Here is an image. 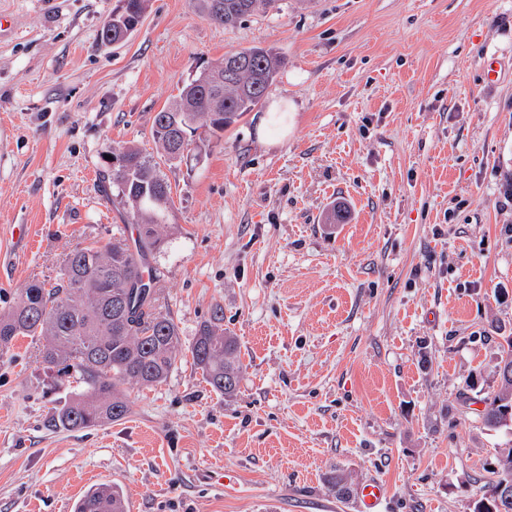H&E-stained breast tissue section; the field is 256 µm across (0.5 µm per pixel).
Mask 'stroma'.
<instances>
[{
	"instance_id": "35a3bbf8",
	"label": "stroma",
	"mask_w": 512,
	"mask_h": 512,
	"mask_svg": "<svg viewBox=\"0 0 512 512\" xmlns=\"http://www.w3.org/2000/svg\"><path fill=\"white\" fill-rule=\"evenodd\" d=\"M117 5L0 0V311L124 231L114 147L155 152L184 83L271 46L287 138L259 137L261 106L164 166L153 261L183 345L223 307L241 377L222 396L185 357L127 386L122 421L51 431L66 391L18 339L0 358V512H73L101 483L133 512H355L325 482L339 469L387 484L380 512H472L505 440L477 414L512 336V0H278L227 27L200 0H147L112 45ZM334 202L345 217L324 223Z\"/></svg>"
}]
</instances>
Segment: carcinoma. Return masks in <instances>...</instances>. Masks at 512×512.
Listing matches in <instances>:
<instances>
[{"label": "carcinoma", "mask_w": 512, "mask_h": 512, "mask_svg": "<svg viewBox=\"0 0 512 512\" xmlns=\"http://www.w3.org/2000/svg\"><path fill=\"white\" fill-rule=\"evenodd\" d=\"M147 0H120L102 37L118 43L141 22ZM215 23L234 26L275 7L277 0H203ZM286 59L270 47L227 53L184 84L174 103L154 116L152 137L160 157L134 147L112 149L108 163L112 195L129 208L131 234L105 244L77 246L64 257L55 283L32 280L0 312V357L19 337L41 341L40 356L56 384L73 383L68 400L52 409L47 427L79 431L124 419L125 386L163 384L182 355L173 319L158 308L157 276L150 259L163 251V223L173 205L161 163L184 158L200 128L213 136L262 104ZM193 366L211 388L230 396L241 364L235 337L224 331V309L216 306L189 347ZM478 414L483 427L509 428L512 381L486 395ZM336 498L350 496L343 472L327 478ZM121 490L99 484L75 503L74 512H126Z\"/></svg>", "instance_id": "carcinoma-1"}]
</instances>
